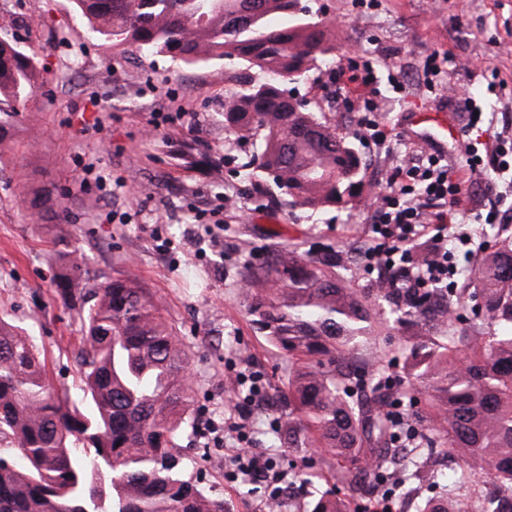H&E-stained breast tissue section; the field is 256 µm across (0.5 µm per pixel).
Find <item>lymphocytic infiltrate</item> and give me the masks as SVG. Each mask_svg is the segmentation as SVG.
<instances>
[{
    "mask_svg": "<svg viewBox=\"0 0 512 512\" xmlns=\"http://www.w3.org/2000/svg\"><path fill=\"white\" fill-rule=\"evenodd\" d=\"M460 106L467 114L462 168H452L440 155H410L387 175L362 249L366 269L409 302L429 292L447 295L456 285L449 246H466L474 239L456 231L467 221L463 183H480L512 170V130L501 129L474 143L470 135L486 118L478 114L472 98H463Z\"/></svg>",
    "mask_w": 512,
    "mask_h": 512,
    "instance_id": "1",
    "label": "lymphocytic infiltrate"
}]
</instances>
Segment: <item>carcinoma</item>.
Masks as SVG:
<instances>
[{"label": "carcinoma", "mask_w": 512, "mask_h": 512, "mask_svg": "<svg viewBox=\"0 0 512 512\" xmlns=\"http://www.w3.org/2000/svg\"><path fill=\"white\" fill-rule=\"evenodd\" d=\"M83 31L109 47L175 62L246 63L263 78L224 100L230 133L258 137L243 178L265 176L302 209L355 206L360 160L336 123L317 115L288 85L333 52L327 28L299 0H72ZM30 57L0 40V114L25 106L38 81ZM242 278L246 314L288 359L291 448H323L331 469L348 464V497L323 492L308 512H351L371 496L379 472L401 461L429 478L435 450L464 458L495 480L484 503L458 489L420 512H512V242L485 247L438 310L439 336L425 328L432 299L394 304L413 348L409 386L394 392L402 421L385 409L389 379L372 351L383 327L376 298L337 276L325 257L295 245ZM81 302L77 354L83 409L50 391L46 361L25 330L0 319V512H224L188 475L179 441L192 426L190 355L162 303L132 278L99 280L71 264L57 283ZM436 420L411 419L419 396Z\"/></svg>", "instance_id": "cac0c4a2"}]
</instances>
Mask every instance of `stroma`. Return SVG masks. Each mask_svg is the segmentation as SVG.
Here are the masks:
<instances>
[{
	"label": "stroma",
	"mask_w": 512,
	"mask_h": 512,
	"mask_svg": "<svg viewBox=\"0 0 512 512\" xmlns=\"http://www.w3.org/2000/svg\"><path fill=\"white\" fill-rule=\"evenodd\" d=\"M0 0V37L28 54L42 76L26 108L0 117V317L24 328L45 358L53 393L76 394L75 352L83 312L64 303L54 276L71 252L102 279L133 278L162 302L183 340L195 378L192 416L181 441L189 473L225 512H262L269 483L235 476L237 450L224 441V415L236 403L225 390L237 372L261 375L269 402L252 407L247 442L288 475L285 512H302L322 491L346 493L344 468L309 472L311 448H291L272 433L288 410L277 393L288 372L280 353L251 325L241 283L245 264L264 262L295 243L335 249L354 287L375 279L357 256L384 173L416 147L464 162L462 144L418 141L415 114H451L464 124L459 98H481L495 128L512 127V0H300L327 21L335 50L295 86L298 97L336 121L358 151L371 195L352 210L292 209L264 179L240 172L249 140H231L224 100L245 88L246 66H185L164 55L137 59L79 36L69 0ZM374 62L377 81L353 80V49ZM448 56L446 97L420 85L418 67L433 52ZM343 69L337 84L328 72ZM498 83L486 91L487 78ZM407 86L396 93L393 80ZM374 96L383 145L360 138L344 101ZM233 198L235 207L225 204Z\"/></svg>",
	"instance_id": "35a3bbf8"
}]
</instances>
